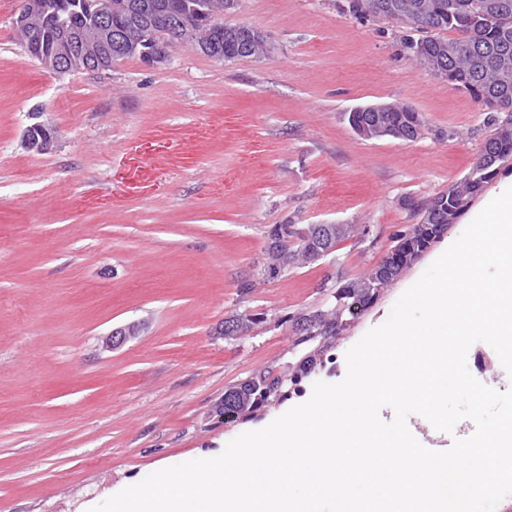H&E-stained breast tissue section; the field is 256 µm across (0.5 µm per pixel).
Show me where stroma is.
I'll use <instances>...</instances> for the list:
<instances>
[{
	"label": "stroma",
	"instance_id": "stroma-1",
	"mask_svg": "<svg viewBox=\"0 0 512 512\" xmlns=\"http://www.w3.org/2000/svg\"><path fill=\"white\" fill-rule=\"evenodd\" d=\"M350 0H239L224 17L273 51L218 61L174 47L102 73L43 68L0 0V512H84L159 464L220 451L306 402L433 261L425 253L333 340L334 362L246 420L225 390L303 352L292 316L333 304L415 223L409 203L462 181L488 112L416 64L398 24ZM400 104L423 137L365 140L356 108ZM50 153L26 149L33 121ZM352 224L315 263L266 272L274 224ZM247 314L250 335L227 339ZM140 323L115 349L112 330ZM55 139L52 127L36 122L27 127L24 134V145L30 151L44 154L53 149ZM257 319L251 315H235L224 319V328L219 330L220 335L224 338L234 339L235 334L238 332L239 336L248 335L256 324Z\"/></svg>",
	"mask_w": 512,
	"mask_h": 512
}]
</instances>
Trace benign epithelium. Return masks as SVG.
I'll use <instances>...</instances> for the list:
<instances>
[{"label": "benign epithelium", "instance_id": "benign-epithelium-1", "mask_svg": "<svg viewBox=\"0 0 512 512\" xmlns=\"http://www.w3.org/2000/svg\"><path fill=\"white\" fill-rule=\"evenodd\" d=\"M238 0H212L205 4L208 20L205 22L174 21V5L168 0L153 4L149 17L144 21V34L137 43L141 55L149 65L164 62L174 43H190L197 50L211 53L221 60L224 55L216 51L218 40L229 44L246 38L251 47L262 55L270 51L266 36L245 24L223 22L224 13L233 9ZM93 10L81 25L70 22L71 5L60 0H22L14 27L28 36L24 43L27 53L49 69L60 74L72 71L103 72L112 69V43L121 40L129 23L140 16V5L135 0H92ZM360 8L378 19L395 20L403 26L417 28L426 17L424 4L419 0L392 3L390 0H360ZM50 31L53 46L48 52L39 48L42 35ZM53 128L36 122L27 127L25 147L36 153L50 152L55 144ZM138 325L128 324L117 328L106 337V346L116 347L135 335Z\"/></svg>", "mask_w": 512, "mask_h": 512}]
</instances>
